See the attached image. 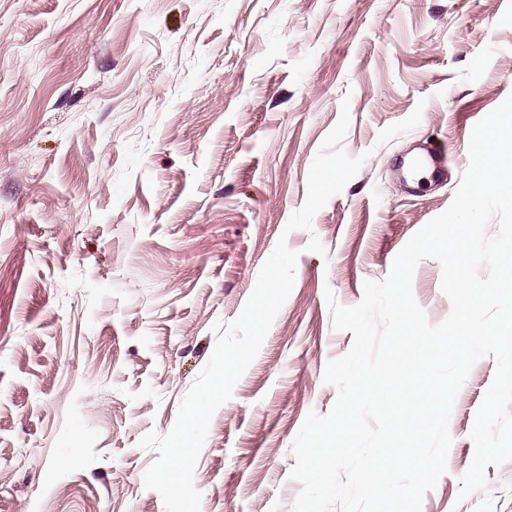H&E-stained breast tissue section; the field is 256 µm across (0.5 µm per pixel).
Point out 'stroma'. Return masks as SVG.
<instances>
[{
  "label": "stroma",
  "mask_w": 512,
  "mask_h": 512,
  "mask_svg": "<svg viewBox=\"0 0 512 512\" xmlns=\"http://www.w3.org/2000/svg\"><path fill=\"white\" fill-rule=\"evenodd\" d=\"M511 95L512 0H0V512H165L138 442L173 427L215 322L282 238L294 288L194 485L200 512H292V442L334 405L324 370L352 347L326 290L351 307L386 277ZM345 107L344 149L366 161L312 231L286 232ZM432 142L447 177L411 185L400 164ZM441 276L426 258L413 279L434 325L451 312ZM495 371L482 358L458 394L422 512H473L459 478Z\"/></svg>",
  "instance_id": "1"
}]
</instances>
